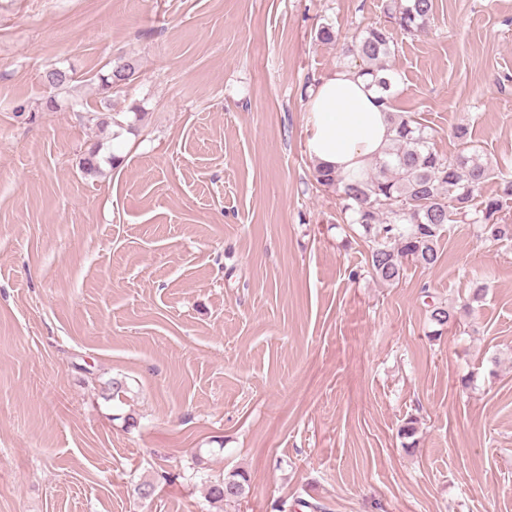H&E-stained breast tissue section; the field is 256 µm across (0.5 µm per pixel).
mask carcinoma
Instances as JSON below:
<instances>
[{"mask_svg": "<svg viewBox=\"0 0 512 512\" xmlns=\"http://www.w3.org/2000/svg\"><path fill=\"white\" fill-rule=\"evenodd\" d=\"M434 0H397L388 9V23L372 26L360 32L347 52L362 60L361 71L372 76L381 92V101L392 106V75L387 61L395 53L393 29L406 33L421 32L433 18ZM138 78L136 65L128 60L121 69L110 63L106 75L99 78L103 99L112 95L114 88L128 85ZM44 82L52 91L46 98L44 110L57 109L56 96L69 87L72 75L62 68H51ZM396 135L384 156L375 159L372 171L359 178L338 174L320 164L314 167L318 184L334 190L343 201L342 211L349 214L350 223L360 225L369 236L371 246L367 256L368 272L380 281L393 285L400 281L404 261L412 260L423 266H432L439 260L438 239L445 225L470 217L481 233L491 241L512 240V224H503L499 214L503 205L512 200V172L491 168L469 146L453 158H445L434 151L426 127L411 116L391 114ZM100 147L88 150L81 161L84 174L101 173L98 155ZM497 180L498 193L494 197L481 195L483 185ZM485 288L475 283L467 301L456 309L443 300L428 304V321L434 326L432 335L458 321L459 312L473 309L483 300ZM127 383L114 379L110 383L108 399L121 406L125 404ZM249 480L242 471H232L222 479L208 484V499L213 503L239 502L247 497ZM306 508L309 512H327L319 502L298 499L284 500L279 512H294Z\"/></svg>", "mask_w": 512, "mask_h": 512, "instance_id": "cac0c4a2", "label": "carcinoma"}]
</instances>
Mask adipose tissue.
I'll use <instances>...</instances> for the list:
<instances>
[{
    "label": "adipose tissue",
    "mask_w": 512,
    "mask_h": 512,
    "mask_svg": "<svg viewBox=\"0 0 512 512\" xmlns=\"http://www.w3.org/2000/svg\"><path fill=\"white\" fill-rule=\"evenodd\" d=\"M309 112L313 158L345 175L369 168L395 135L389 107L370 77L355 68L342 65L321 78Z\"/></svg>",
    "instance_id": "1"
}]
</instances>
